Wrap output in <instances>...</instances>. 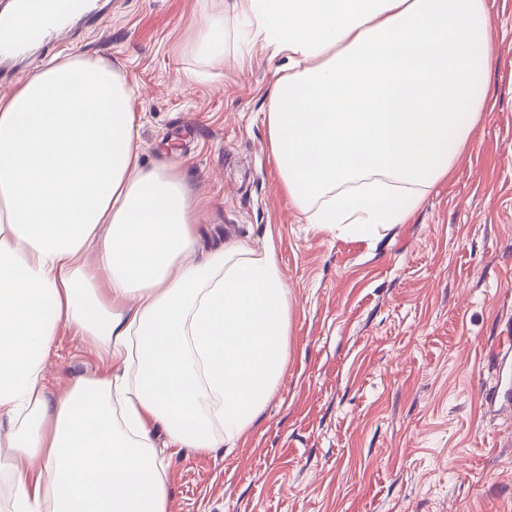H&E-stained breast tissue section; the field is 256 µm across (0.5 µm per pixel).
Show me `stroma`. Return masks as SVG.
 <instances>
[{"label": "stroma", "mask_w": 512, "mask_h": 512, "mask_svg": "<svg viewBox=\"0 0 512 512\" xmlns=\"http://www.w3.org/2000/svg\"><path fill=\"white\" fill-rule=\"evenodd\" d=\"M490 112L408 223L362 240L306 223L264 119L285 56L224 14L223 67L189 42L203 0H111L98 28L6 69L12 89L53 56L101 58L144 89L141 160L179 169L206 202V246L273 247L292 301L289 358L233 448L162 449L169 512H512V0H487ZM50 390L102 371L65 331Z\"/></svg>", "instance_id": "obj_1"}]
</instances>
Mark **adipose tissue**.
<instances>
[{"instance_id": "1", "label": "adipose tissue", "mask_w": 512, "mask_h": 512, "mask_svg": "<svg viewBox=\"0 0 512 512\" xmlns=\"http://www.w3.org/2000/svg\"><path fill=\"white\" fill-rule=\"evenodd\" d=\"M195 42L224 63V0ZM288 61L272 158L308 223L364 238L406 223L488 109L486 0H234ZM137 89L50 61L0 96V464L14 512H168L157 443L234 447L275 392L291 305L272 249L199 262L200 205L140 160ZM105 369L48 391L62 329Z\"/></svg>"}]
</instances>
